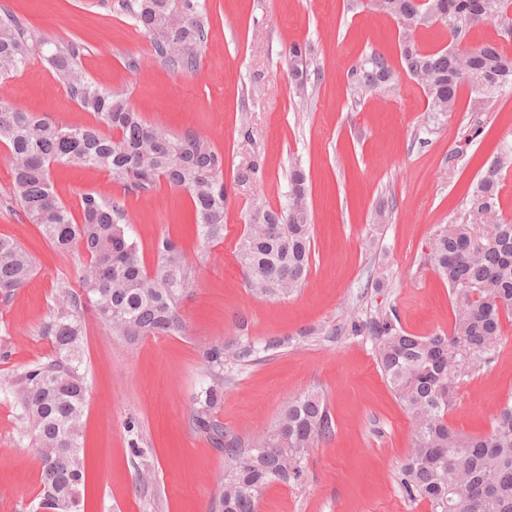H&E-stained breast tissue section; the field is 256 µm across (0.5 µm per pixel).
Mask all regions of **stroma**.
Returning <instances> with one entry per match:
<instances>
[{
	"label": "stroma",
	"instance_id": "1",
	"mask_svg": "<svg viewBox=\"0 0 512 512\" xmlns=\"http://www.w3.org/2000/svg\"><path fill=\"white\" fill-rule=\"evenodd\" d=\"M207 37L190 70L156 56L134 24V0H0L35 45L27 64L1 81L15 107L66 126L94 115L67 92L47 63L56 48L77 44L94 85L125 94L149 124L173 136L196 133L224 156V236L203 243L186 190L160 183L123 193L107 172L57 165L58 198L77 208L96 191L123 203L146 264L162 236L180 243L194 277L182 304L181 336L130 343L88 319L83 370L88 395L81 512H214L224 451L191 425L205 376L202 349L236 340L247 322L255 340L283 347L239 366L224 380L215 417L243 441L268 430L288 400L325 396L334 422L304 462L297 483L271 484L259 512H428L403 495L397 473L412 446V424L377 366L374 339L348 330L351 320L395 314L418 336L450 332L454 307L447 283L427 259L430 239L463 220L466 199L500 147L512 142V91L489 110L429 111L423 90L402 71L398 24L347 0H201ZM311 48L308 83L297 96L288 48ZM398 73L385 91L364 93L348 69L370 54ZM260 169L247 185L238 172ZM308 176L313 224L311 266L301 290L285 299L250 294L237 261L253 202L288 207L289 173ZM13 176L0 145V235L16 238L36 271L9 306L0 307V373L18 372L51 349L40 328L59 279L78 284L64 259L10 198ZM385 206L391 218L375 223ZM492 361L469 376L448 413L468 435L487 433L512 399V321ZM138 442L144 457L133 454ZM149 460L154 478L139 483ZM38 448L0 389V512H36L41 491Z\"/></svg>",
	"mask_w": 512,
	"mask_h": 512
}]
</instances>
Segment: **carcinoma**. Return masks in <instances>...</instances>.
Here are the masks:
<instances>
[{
	"label": "carcinoma",
	"instance_id": "carcinoma-1",
	"mask_svg": "<svg viewBox=\"0 0 512 512\" xmlns=\"http://www.w3.org/2000/svg\"><path fill=\"white\" fill-rule=\"evenodd\" d=\"M135 2V24L151 38L155 53L175 69L192 68L206 35L199 0ZM367 6L400 24L402 67L427 93L430 111H457L465 84L475 112L486 111L495 97L512 90V56L496 43L465 45L480 23L512 32V0H368ZM436 22L446 27L448 43L424 51L415 32ZM32 51L21 23L0 17V74L19 70ZM310 52L306 44L289 47L298 90L308 80ZM47 61L97 124L68 127L23 112L0 87V143L8 150L14 200L59 254L79 263L80 288L59 280L41 328L52 349L20 373H0V388L12 395L19 417L30 425L40 457H51V464L42 467L39 507L56 512L66 499L82 497L85 487L80 439L88 383L80 359L86 314L130 342L180 336L185 332L181 303L193 271L182 247L169 237L157 241L154 263L147 266L128 234L126 211L112 198L82 194L81 219H75L54 193L50 168L104 170L127 193H148L161 181L182 188L191 197L198 235L208 243L224 236L226 189L224 155L206 140L192 132L173 137L145 122L123 94L92 86L69 47L56 49ZM393 78L388 62L375 53L348 70L350 85L370 92L386 88ZM103 126L110 133H103ZM511 167L512 145L505 144L475 184L467 218L446 225L429 243L430 262L448 283L455 307L450 333L414 336L387 314L350 324L352 334L375 340L378 367L412 421V448L397 479L404 494L426 502L430 512H512V401L499 409L484 435L468 436L448 423L460 385L491 361L502 344V321L512 317V222L503 220L498 209L500 174ZM306 183L303 169L293 167L288 211L256 205L239 240L237 260L257 297L287 298L307 277L312 224ZM477 224L489 230L479 234ZM33 271L29 252L0 235V303H9ZM282 346L279 339L259 347L245 340L202 351L207 380L195 397L191 422L224 448L219 512H258L264 490L275 481L301 480L311 449L334 432L327 402L318 392L289 401L274 426L248 443L215 418L224 398V374Z\"/></svg>",
	"mask_w": 512,
	"mask_h": 512
}]
</instances>
